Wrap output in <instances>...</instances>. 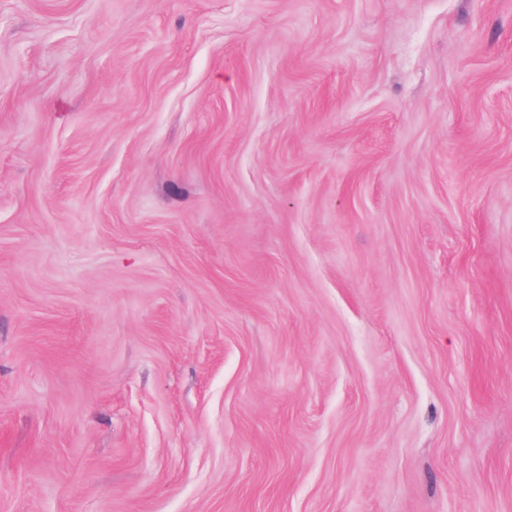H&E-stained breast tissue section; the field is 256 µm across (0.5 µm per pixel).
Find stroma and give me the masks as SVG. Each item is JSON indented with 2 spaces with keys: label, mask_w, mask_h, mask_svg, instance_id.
<instances>
[{
  "label": "stroma",
  "mask_w": 512,
  "mask_h": 512,
  "mask_svg": "<svg viewBox=\"0 0 512 512\" xmlns=\"http://www.w3.org/2000/svg\"><path fill=\"white\" fill-rule=\"evenodd\" d=\"M0 512H512V0H0Z\"/></svg>",
  "instance_id": "stroma-1"
}]
</instances>
